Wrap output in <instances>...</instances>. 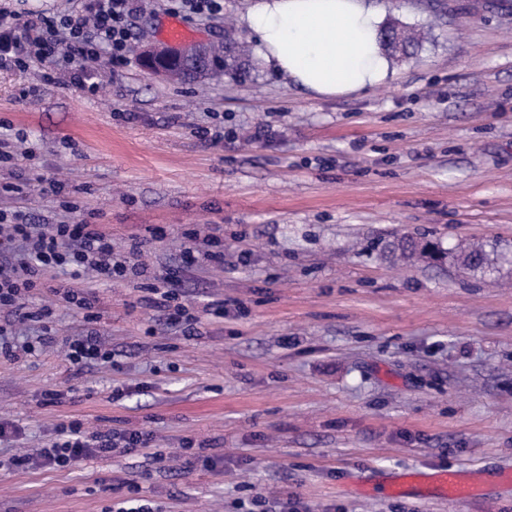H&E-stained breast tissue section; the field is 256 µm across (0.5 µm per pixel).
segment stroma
I'll return each mask as SVG.
<instances>
[{
    "mask_svg": "<svg viewBox=\"0 0 512 512\" xmlns=\"http://www.w3.org/2000/svg\"><path fill=\"white\" fill-rule=\"evenodd\" d=\"M383 18L423 31L392 79L314 98L253 61L248 75L179 84L137 58L98 93L42 64L0 71V140L34 150L32 169L58 176L116 252L139 248L145 276L93 285L98 319L59 306L58 274L35 305L49 325L15 324L16 357L0 354V512H118L135 481L154 512H512V0H371ZM249 0L190 19L197 39L225 25L253 42ZM38 86L34 97L23 89ZM221 129L222 145L196 135ZM49 224L71 221L31 185L0 197ZM223 262L182 264L191 232ZM410 234L443 246L480 240L508 261L478 276L421 258L383 259L378 241ZM174 268L187 337L149 306L153 271ZM241 311L218 318L210 305ZM96 331L108 363L66 361L67 340ZM34 343L31 353L22 352ZM65 392L61 403L47 394ZM77 421L141 429L153 450L75 469H18ZM200 458L186 470L183 449ZM451 466L487 474L464 504L416 493L365 494L359 480Z\"/></svg>",
    "mask_w": 512,
    "mask_h": 512,
    "instance_id": "1",
    "label": "stroma"
}]
</instances>
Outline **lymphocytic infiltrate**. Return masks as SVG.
Instances as JSON below:
<instances>
[{"label": "lymphocytic infiltrate", "instance_id": "lymphocytic-infiltrate-1", "mask_svg": "<svg viewBox=\"0 0 512 512\" xmlns=\"http://www.w3.org/2000/svg\"><path fill=\"white\" fill-rule=\"evenodd\" d=\"M79 2L76 11L21 23L0 11V70H23L32 62L56 57L61 67L70 69L74 81L96 93L99 85L90 81L89 72L101 52H108L113 66L128 59L134 0ZM64 207L74 216L71 223L35 224L24 211L0 210V310H9L16 321L51 319V307L32 312L25 301L52 273L67 269L77 278L89 268L109 280L140 272L138 264L114 251L109 235L78 218L77 204L68 201ZM151 440L142 431H90L74 424L35 455L15 457L11 463L18 468H74L91 457L134 452Z\"/></svg>", "mask_w": 512, "mask_h": 512}]
</instances>
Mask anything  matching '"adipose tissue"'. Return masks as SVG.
I'll return each instance as SVG.
<instances>
[{
	"label": "adipose tissue",
	"mask_w": 512,
	"mask_h": 512,
	"mask_svg": "<svg viewBox=\"0 0 512 512\" xmlns=\"http://www.w3.org/2000/svg\"><path fill=\"white\" fill-rule=\"evenodd\" d=\"M244 21L263 64L317 98L358 93L390 74L369 0H253Z\"/></svg>",
	"instance_id": "adipose-tissue-1"
}]
</instances>
